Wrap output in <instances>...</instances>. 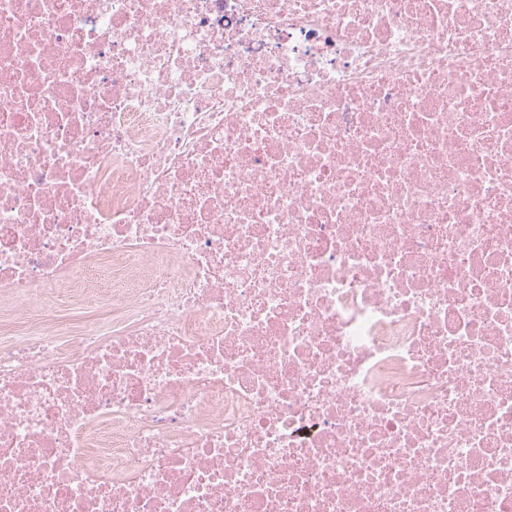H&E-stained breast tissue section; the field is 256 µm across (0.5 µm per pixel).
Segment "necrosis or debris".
Masks as SVG:
<instances>
[{"label":"necrosis or debris","instance_id":"1","mask_svg":"<svg viewBox=\"0 0 512 512\" xmlns=\"http://www.w3.org/2000/svg\"><path fill=\"white\" fill-rule=\"evenodd\" d=\"M0 512H512V0H0Z\"/></svg>","mask_w":512,"mask_h":512}]
</instances>
